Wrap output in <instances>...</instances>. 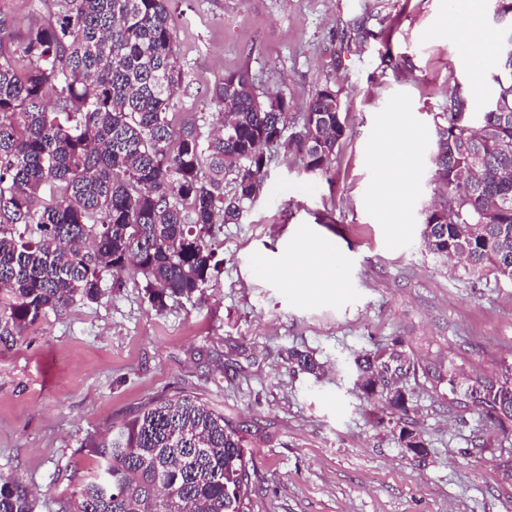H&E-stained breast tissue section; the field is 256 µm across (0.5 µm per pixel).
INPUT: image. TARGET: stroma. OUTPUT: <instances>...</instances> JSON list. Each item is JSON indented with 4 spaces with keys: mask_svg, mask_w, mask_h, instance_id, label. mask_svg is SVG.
I'll list each match as a JSON object with an SVG mask.
<instances>
[{
    "mask_svg": "<svg viewBox=\"0 0 512 512\" xmlns=\"http://www.w3.org/2000/svg\"><path fill=\"white\" fill-rule=\"evenodd\" d=\"M184 83L173 109L212 116L210 91L245 70L281 89L300 124L336 81L347 131L326 171L271 155L257 197L221 225L219 279L163 311L142 276L0 340V476L34 512H60L99 468L90 440L144 404L190 394L242 428L255 465L253 512H512L496 421L451 403L449 358L466 379L512 366V284L427 251L435 121L456 89L492 94L503 61L475 62L457 32L462 0H171ZM408 152L382 169L394 119ZM397 190L380 194L383 181ZM321 249L338 285L304 286L282 259ZM399 341L411 367L409 421L431 452L415 461L356 387V355ZM312 354L317 374L289 351Z\"/></svg>",
    "mask_w": 512,
    "mask_h": 512,
    "instance_id": "35a3bbf8",
    "label": "stroma"
}]
</instances>
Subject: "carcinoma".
<instances>
[{
  "label": "carcinoma",
  "mask_w": 512,
  "mask_h": 512,
  "mask_svg": "<svg viewBox=\"0 0 512 512\" xmlns=\"http://www.w3.org/2000/svg\"><path fill=\"white\" fill-rule=\"evenodd\" d=\"M43 2L47 12L22 28L0 13V336L95 303L132 274L157 311L192 299L221 274L215 226L241 222L266 152L322 171L346 132L335 85L315 90L288 134L286 97L245 72L212 89L211 127L178 119L170 107L183 72L169 0ZM496 17L512 30V0H497ZM493 82L482 106L457 89L453 111L439 113L434 180L444 197L426 211L422 235L464 272L512 284V179H499L512 172V69ZM406 364L397 340L355 358L360 389L384 402L401 447L422 459L429 447L408 425L405 390L373 379ZM464 398L512 435V368L475 381ZM87 448L100 467L75 492L76 512H251L242 430L194 396L151 401ZM0 512H33L19 482L0 480Z\"/></svg>",
  "instance_id": "1"
}]
</instances>
